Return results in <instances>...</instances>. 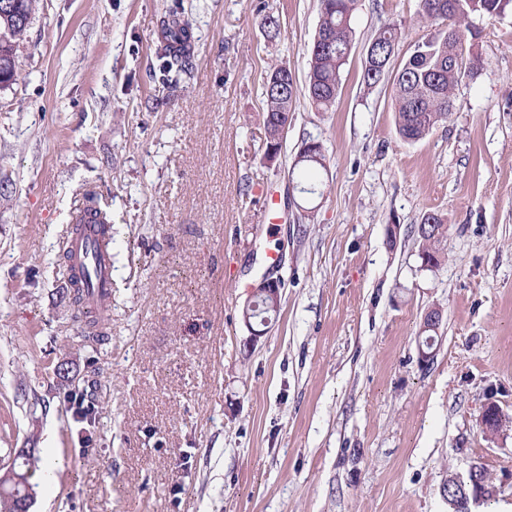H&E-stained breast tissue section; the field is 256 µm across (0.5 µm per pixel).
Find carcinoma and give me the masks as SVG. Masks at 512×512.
Wrapping results in <instances>:
<instances>
[{"instance_id": "cac0c4a2", "label": "carcinoma", "mask_w": 512, "mask_h": 512, "mask_svg": "<svg viewBox=\"0 0 512 512\" xmlns=\"http://www.w3.org/2000/svg\"><path fill=\"white\" fill-rule=\"evenodd\" d=\"M36 0H0V29L13 30L12 45L4 53L16 52V44L23 40L27 28L23 21L31 19ZM358 0H319V31L327 34L329 42L311 48L307 79L303 86L297 82L285 64L274 66L264 83V128L266 149L281 151L280 131L291 126L294 119L293 104L302 95L318 110L327 111L334 106L340 93L343 67L350 55L353 28L352 19ZM421 15L430 20L448 22V26L431 33L415 45L404 60L393 80L392 106L399 136L407 143L423 139L438 124L448 120L455 108L454 90L459 84V70L475 75L479 59L464 60L452 38L458 28H469L470 16L505 19L512 17V0H420ZM164 37L156 45L161 61L159 81L166 87L176 85L178 76L187 72L193 58L190 22L185 19L162 20ZM401 38V28L387 22L375 32L372 41L378 58L395 55ZM326 156L321 153L295 161L294 168L310 172L325 167ZM421 247L419 258L424 269L433 271L446 260L442 242L448 233L444 218L436 212H426L418 225ZM68 300L77 310L85 325L99 330L106 337L108 318L85 304V288L89 276L67 278ZM251 319L261 321L277 315L280 300L268 296L254 298ZM40 458L34 454L13 465L23 476L15 483L0 477V512H17L19 503L33 495L35 484L31 478L39 470Z\"/></svg>"}]
</instances>
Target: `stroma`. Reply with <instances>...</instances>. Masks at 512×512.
<instances>
[{
    "label": "stroma",
    "instance_id": "1",
    "mask_svg": "<svg viewBox=\"0 0 512 512\" xmlns=\"http://www.w3.org/2000/svg\"><path fill=\"white\" fill-rule=\"evenodd\" d=\"M176 4L194 56L172 92L152 75ZM388 20L395 69L433 30L419 0H359L335 107L297 98L271 160L266 74L304 82L318 0H38L0 87V474L21 448L62 461L31 512H448L443 481L475 461L498 488L476 512L512 507V425L480 424L491 399L512 417V18H473L482 65L413 144L391 79L361 78ZM309 140L312 194L291 174ZM90 192L112 221L102 342L57 265ZM427 211L448 226L433 272ZM267 274L281 306L254 342ZM401 38V28L394 22L384 23L375 32L372 41L374 42V48L376 55L379 59H386L391 55V59L395 55V48ZM373 44H370L368 49V62L372 59H376ZM417 233L421 243L419 249L421 267L428 271L438 269L447 258L441 246L448 233L444 218L436 212L424 213ZM261 294L269 295L271 297H276L279 295L278 282L276 280L274 281L272 278H264L262 282L257 287H255L252 295V298H254L255 308L251 309L249 311L250 313L248 312V310L252 307L253 302L250 300L247 303L249 305L244 309V323L250 332L251 341L254 342L257 341V339L265 333L267 328L264 330L256 329L252 320L262 321L263 319L267 318L268 320L262 322V325L265 326L268 324L269 319L271 320L272 317L277 315L280 307V296L278 299H272L268 296H262ZM424 318H425L424 321L428 322L434 330L431 328H423V321H422L421 326H420L419 336H422L421 347L426 352H430V350L432 349V346H433V342H434V335H436V332H438V330H439L440 324L443 319V315H442V312H440V311L434 312L433 310H429L426 312ZM421 347L419 349L420 361L422 363H426L430 359L431 354L425 353Z\"/></svg>",
    "mask_w": 512,
    "mask_h": 512
}]
</instances>
